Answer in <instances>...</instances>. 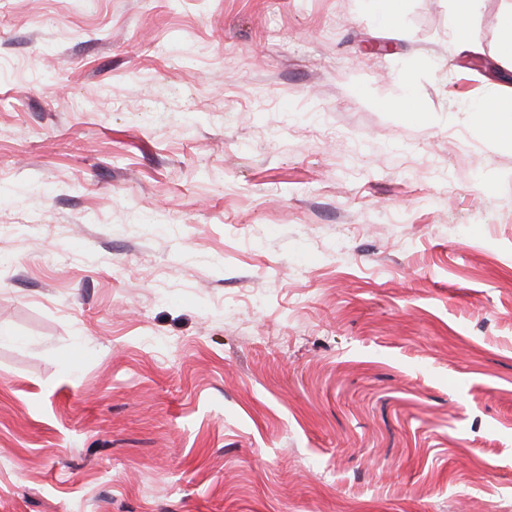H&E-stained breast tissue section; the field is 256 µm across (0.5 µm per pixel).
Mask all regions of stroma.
Instances as JSON below:
<instances>
[{
	"mask_svg": "<svg viewBox=\"0 0 512 512\" xmlns=\"http://www.w3.org/2000/svg\"><path fill=\"white\" fill-rule=\"evenodd\" d=\"M454 2L0 0V512H512V0ZM479 0H457V8L453 15V29L456 38L461 42L468 40V20L477 9ZM465 19V22L461 20Z\"/></svg>",
	"mask_w": 512,
	"mask_h": 512,
	"instance_id": "obj_1",
	"label": "stroma"
}]
</instances>
